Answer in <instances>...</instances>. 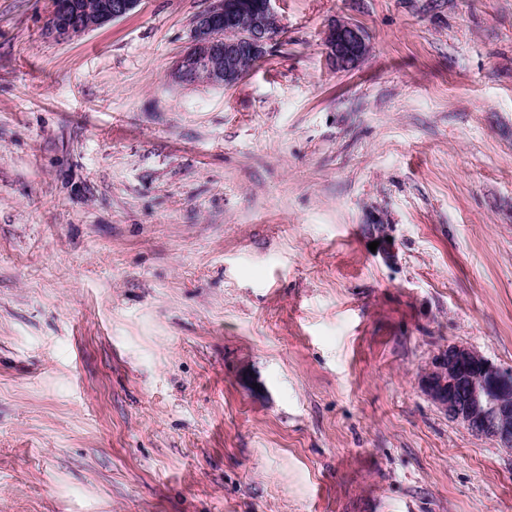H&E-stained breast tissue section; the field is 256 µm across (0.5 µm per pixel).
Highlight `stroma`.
<instances>
[{
	"instance_id": "1",
	"label": "stroma",
	"mask_w": 512,
	"mask_h": 512,
	"mask_svg": "<svg viewBox=\"0 0 512 512\" xmlns=\"http://www.w3.org/2000/svg\"><path fill=\"white\" fill-rule=\"evenodd\" d=\"M205 6L61 42L0 0V512H512L419 385L512 368V0H281L238 84L173 85ZM324 46L332 66L343 72L355 70L370 52L364 28L346 20L329 25L324 35ZM366 233L374 240L379 241L377 252L381 255L386 263H390L395 257L394 243L389 242L387 237L386 226L384 224H368L365 225Z\"/></svg>"
}]
</instances>
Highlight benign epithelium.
<instances>
[{"label": "benign epithelium", "instance_id": "benign-epithelium-1", "mask_svg": "<svg viewBox=\"0 0 512 512\" xmlns=\"http://www.w3.org/2000/svg\"><path fill=\"white\" fill-rule=\"evenodd\" d=\"M141 0H109L94 12L78 0H49L45 33L67 41L105 23L124 18ZM277 0H207L196 16L192 40L175 60L170 79L181 86L203 81L213 87H232L245 74L243 54L264 58L280 30ZM326 54L338 71L350 72L370 52L366 31L346 20L333 22L324 35ZM379 242L377 252L389 263L394 243L383 224L365 225ZM424 394L448 419L471 434L512 452V370H505L476 349L453 343L441 350L421 376Z\"/></svg>", "mask_w": 512, "mask_h": 512}]
</instances>
